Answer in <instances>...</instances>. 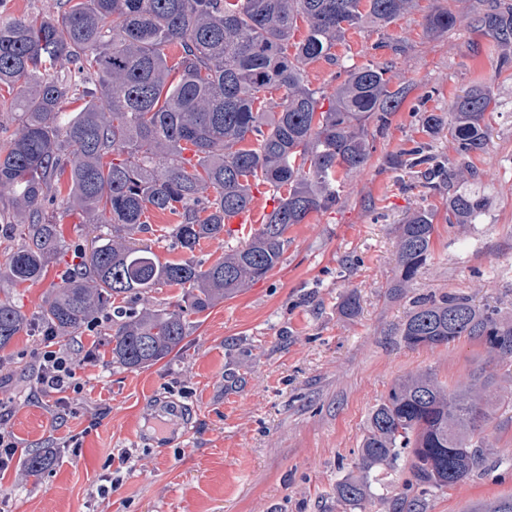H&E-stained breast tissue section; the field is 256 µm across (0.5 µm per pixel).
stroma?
<instances>
[{
  "instance_id": "obj_1",
  "label": "stroma",
  "mask_w": 512,
  "mask_h": 512,
  "mask_svg": "<svg viewBox=\"0 0 512 512\" xmlns=\"http://www.w3.org/2000/svg\"><path fill=\"white\" fill-rule=\"evenodd\" d=\"M449 7L456 27L434 35L429 11ZM512 0H416L389 29L403 51L376 48L371 28L349 31L336 59L307 68L311 88L329 93L341 64L391 65L407 94L389 129L376 135L365 169L349 179L331 209L289 228L279 264L234 298L190 314L181 351L147 369L113 364L103 325L64 337L75 357L95 351L81 386L64 407L33 390L44 342L36 330L0 352V428L18 451L0 474V512H339L334 490L353 467L373 407L399 378L429 370L451 384L484 364L483 346L463 338L437 348L407 347L399 330L415 301L453 293L512 315V41L501 43L487 16ZM491 82L498 102L488 114L489 143L470 159L473 189L487 199L480 223L448 221V191L427 184L420 168L394 156L428 144L457 164L447 132L428 135L423 112H444L474 84ZM433 216L431 258L413 287L390 294L400 224L411 212ZM66 251L90 249L110 228L58 210ZM173 216L156 212L136 238L160 260L179 259L168 235ZM14 287L0 275V300L35 314L58 280ZM358 291L360 312L340 311ZM175 402L184 415L168 437L150 425L151 401ZM488 430L499 464L428 499L427 512H470L512 495V404L494 408ZM78 436L80 450L68 448ZM40 450L49 464L27 476L24 458ZM127 456L110 499L94 490L110 458Z\"/></svg>"
}]
</instances>
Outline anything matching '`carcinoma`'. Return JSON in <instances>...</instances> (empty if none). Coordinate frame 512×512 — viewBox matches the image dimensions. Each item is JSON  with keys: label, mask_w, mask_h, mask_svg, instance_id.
<instances>
[{"label": "carcinoma", "mask_w": 512, "mask_h": 512, "mask_svg": "<svg viewBox=\"0 0 512 512\" xmlns=\"http://www.w3.org/2000/svg\"><path fill=\"white\" fill-rule=\"evenodd\" d=\"M414 0H64L58 14L0 17V91L10 96L18 128L0 147V234L17 238L5 264L13 284L42 279L58 260L57 206L71 205L112 238L59 277L30 319L0 300V350L30 325L71 336L112 310V362L152 366L188 336V316L234 297L279 263L287 232L336 205L339 188L368 163L374 133L391 123L405 87L391 66L351 65L329 95L310 87L306 66L334 60L351 29L388 28ZM427 29L458 22L438 8ZM64 61L67 68H57ZM492 88L477 83L448 115L422 113L430 134L448 128L459 166L444 170L418 144L410 164L448 183V223L476 224L486 202L468 187L469 160L488 146L485 115ZM375 132H369V127ZM266 186L276 206L260 227L209 266L196 260L201 241L222 240L225 218L250 208ZM157 211L177 217L166 263L134 238ZM433 219L415 211L399 227L389 288L403 294L428 263ZM187 289L183 303L156 307L161 286ZM410 348L447 346L463 337L486 349V364L450 386L431 371L397 380L373 408L355 471L336 484L343 512H426L427 497L469 479L497 455L486 429L493 406L512 401V378L487 367L512 366V317L444 294L416 302L400 329ZM48 465L31 454L27 473ZM399 492L380 495L382 477ZM473 512H512V496Z\"/></svg>", "instance_id": "obj_1"}]
</instances>
